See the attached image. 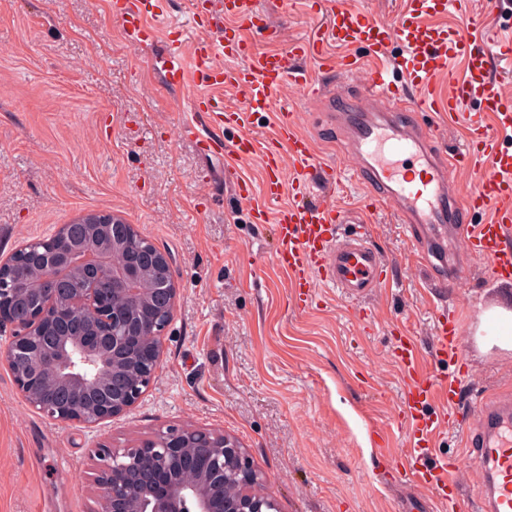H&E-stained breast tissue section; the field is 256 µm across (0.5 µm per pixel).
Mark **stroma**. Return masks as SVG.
Instances as JSON below:
<instances>
[{"instance_id":"stroma-1","label":"stroma","mask_w":512,"mask_h":512,"mask_svg":"<svg viewBox=\"0 0 512 512\" xmlns=\"http://www.w3.org/2000/svg\"><path fill=\"white\" fill-rule=\"evenodd\" d=\"M288 39L318 23L310 0H256ZM128 41L108 0H0V261L81 214L105 212L169 251L180 296L155 379L127 415L90 429L30 408L0 363V512H96V448H123L191 426L236 438L279 512H431L427 493L384 479L369 428L395 411V329L431 340L444 305L463 329L499 304L503 280L484 260L444 301L424 291L412 241L362 187L340 204L375 226L398 258L369 305L323 298L299 309L274 263L271 225L249 222L224 187V162L181 139L183 92ZM285 97L327 158L336 131L292 90ZM466 397L512 393V351L466 349Z\"/></svg>"}]
</instances>
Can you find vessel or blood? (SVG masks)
<instances>
[{
    "label": "vessel or blood",
    "mask_w": 512,
    "mask_h": 512,
    "mask_svg": "<svg viewBox=\"0 0 512 512\" xmlns=\"http://www.w3.org/2000/svg\"><path fill=\"white\" fill-rule=\"evenodd\" d=\"M230 25L213 30V10ZM460 13L461 25L441 23ZM322 19L307 39L288 52L249 55L256 39L276 30L259 17L255 0H192L189 26L169 19L166 0H111L110 14L124 35L141 44L162 43L158 58L167 85L185 90L183 138L206 155L229 162L257 159L260 185L235 178L254 223L272 225L274 258L288 286L308 308L319 289L366 301L386 287L394 255L373 243L374 230L352 221L335 193L345 175L369 191V203L387 209L406 238L418 242L417 260L440 287L460 286L468 262L488 261L495 277L512 279V47L487 15L486 0H403L388 20L348 8L344 0H319ZM401 53L389 54L391 45ZM365 49L372 62L338 57L334 47ZM463 69H456V61ZM352 83L338 96L330 79ZM309 103H322L321 119L335 127L344 164L320 157L297 114L281 106L285 88ZM237 104L224 100L225 91ZM478 111H471V104ZM426 112L465 129L455 160L427 134ZM476 178L461 190L454 174ZM481 223H473V214ZM467 337L454 315L436 313L429 349L406 334L390 356L400 373L397 417L376 426L379 440L402 433L406 450L397 468L442 504L455 505L462 478L474 468L481 486L479 512H512V400L480 404L477 424L467 425L457 406L469 371ZM439 364L448 374L436 373ZM462 436L467 456L435 458L442 432Z\"/></svg>",
    "instance_id": "obj_1"
}]
</instances>
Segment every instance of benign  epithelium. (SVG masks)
I'll return each instance as SVG.
<instances>
[{"label":"benign epithelium","mask_w":512,"mask_h":512,"mask_svg":"<svg viewBox=\"0 0 512 512\" xmlns=\"http://www.w3.org/2000/svg\"><path fill=\"white\" fill-rule=\"evenodd\" d=\"M112 242L137 232L133 224L107 213ZM68 225H58L43 253L21 257L42 263L41 302L30 304L24 290L0 277V333L13 328L0 361L15 368L14 382L28 405L61 424L94 427L131 412L155 378L163 335L172 321L180 288L170 257L146 237L143 246L115 270L104 257L85 254L91 275L82 283L59 284V262L77 247ZM151 265L163 288L146 290L143 309L133 314L110 306L99 285L140 278ZM95 512H276L269 495L259 499L260 471L239 442L222 433L183 428L161 432L129 448L96 449ZM239 491L223 497L228 478Z\"/></svg>","instance_id":"obj_1"}]
</instances>
